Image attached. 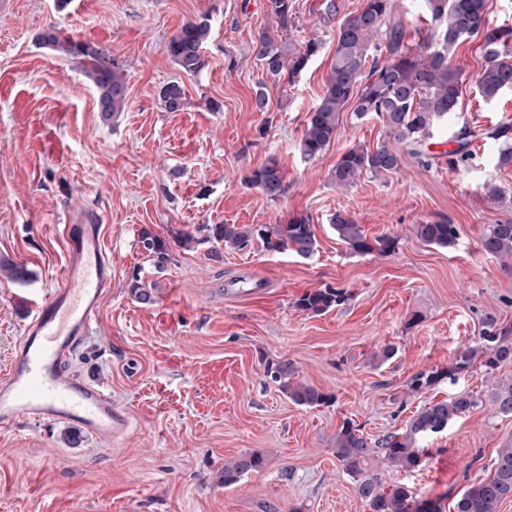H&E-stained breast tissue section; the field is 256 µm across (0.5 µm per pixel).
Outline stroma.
<instances>
[{
	"label": "stroma",
	"mask_w": 512,
	"mask_h": 512,
	"mask_svg": "<svg viewBox=\"0 0 512 512\" xmlns=\"http://www.w3.org/2000/svg\"><path fill=\"white\" fill-rule=\"evenodd\" d=\"M295 24L281 32L297 50L311 38L322 49L293 82L266 78L255 40L276 29L266 0H5L0 6V258L24 266L25 279L0 273V370L31 303L57 286L67 265L61 227L85 210L103 214L112 254V290L98 324L71 362L103 385L131 416L128 438L111 443L75 436L62 424L24 423L0 432V512H367L334 453L344 420L381 437L402 431L430 395L465 390L483 402L424 440L414 470L386 471L421 499L452 495L492 472L498 448L512 443V416L495 412L482 370L407 393L411 376L446 366L477 341L485 316L512 326V271L479 245L488 225L512 217V166L498 145L477 140L468 167L454 171L434 152L455 146L465 125L512 119V91L485 102L474 86L484 64L477 39L455 63L466 82L456 112L437 123L422 158L398 170L362 176L350 188L331 171L354 146L385 138L381 123L340 116L337 135L315 160L300 142L307 115L322 98L339 21L363 0H294ZM207 20V66L184 73L167 51L190 21ZM50 27L89 43L117 63L127 82L125 108L103 120L79 61L38 42ZM179 83L181 111L169 112L162 88ZM264 89L266 111L255 92ZM286 191L270 199L248 178L268 159ZM498 186L492 200L487 186ZM343 211L368 236H397L394 253L352 254L330 226ZM314 224L310 258L214 243L171 247L164 267L142 251L141 228L160 237L206 224ZM456 224L455 245L423 243L414 227ZM153 284L139 303L132 275ZM345 289L346 304L313 315L297 299L318 288ZM396 356L377 366L384 345ZM290 362L297 380L331 394L307 409L265 374ZM256 452L265 464L236 485L224 466Z\"/></svg>",
	"instance_id": "obj_1"
}]
</instances>
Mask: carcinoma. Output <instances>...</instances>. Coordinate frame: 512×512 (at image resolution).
Returning <instances> with one entry per match:
<instances>
[{
    "instance_id": "carcinoma-1",
    "label": "carcinoma",
    "mask_w": 512,
    "mask_h": 512,
    "mask_svg": "<svg viewBox=\"0 0 512 512\" xmlns=\"http://www.w3.org/2000/svg\"><path fill=\"white\" fill-rule=\"evenodd\" d=\"M431 33L413 48L406 42V28L393 16L392 0H363V7L345 16L338 25L336 47L323 97L308 113L301 139V152L308 159L323 154L336 139L340 114L354 112L356 118L378 119L392 140L373 149L353 147L344 152L332 170V179L340 187L354 185L362 175L373 177L398 169L402 154L395 144H403L406 153L423 156L422 147L430 130L441 119L456 111L463 72L452 63L457 47L465 40L480 39L485 64L477 74L480 96L487 102L496 100L512 88V26L494 25L486 17L487 0H422ZM267 11L280 30L294 25V0H267ZM210 28L205 20L188 22L171 37L167 50L171 58L187 74L202 71L207 60L202 54ZM39 42L67 58H76L83 65L86 77L97 92V106L105 120L123 111L127 83L114 63L87 43L63 36L58 29L41 32ZM322 43L310 39L302 50L292 52L279 36L263 31L256 45V57L270 78L287 77L293 81L318 55ZM384 49L387 59L380 63L370 58V48ZM161 99L169 112L180 111L185 104L184 89L172 82L163 87ZM501 144L499 161L512 164V123L503 121L478 134L464 126L456 134V147L446 152L448 169L455 170L473 156L471 144L478 137ZM267 197L284 194V174L279 163L270 159L252 171L249 178ZM332 228L338 238L354 254L387 255L395 251L398 238L387 233L369 237L350 215L338 211L332 216ZM208 235L196 237L190 231L171 234L178 247L190 249L211 240L234 249L246 247L259 237L268 251H292L309 258L317 251L313 225L305 217H296L286 224H275L256 230L245 224H207ZM417 237L428 245L448 248L455 244L458 229L446 222H427L415 226ZM140 241L152 257L167 256L169 241L149 228H142ZM481 249L512 268V219L491 224L481 237ZM129 291L144 304L153 302L152 287L135 277ZM349 300L346 290L319 288L305 292L296 305L303 311L321 315ZM512 365V328L495 316L483 320L480 341L457 351L448 366L416 372L407 382L408 392L418 394L437 384L452 383L471 369L479 368L494 376ZM266 373L282 393L296 405L314 408L331 402L333 396L294 379V371L286 362L270 363ZM489 401L496 413L512 416V378H501L491 385ZM479 401L471 392L461 391L450 398L433 397L414 413L400 433L373 438L346 420L335 436V456L343 471L351 478L355 491L368 512H442L439 500H420L412 489L398 481L387 483L379 464L409 471L420 465L418 443L438 434L448 424L470 413ZM264 458L258 453L237 457L224 465V486H232L248 473L262 468ZM492 475L476 486L455 495L453 512H498L500 504L512 499V445L497 451Z\"/></svg>"
}]
</instances>
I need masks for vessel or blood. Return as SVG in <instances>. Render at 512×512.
Listing matches in <instances>:
<instances>
[{
  "instance_id": "obj_1",
  "label": "vessel or blood",
  "mask_w": 512,
  "mask_h": 512,
  "mask_svg": "<svg viewBox=\"0 0 512 512\" xmlns=\"http://www.w3.org/2000/svg\"><path fill=\"white\" fill-rule=\"evenodd\" d=\"M103 217L85 213L61 228L68 262L59 284L30 311L5 370L0 371V431L18 423H62L104 440L124 437L131 421L102 388L68 368L112 290Z\"/></svg>"
}]
</instances>
